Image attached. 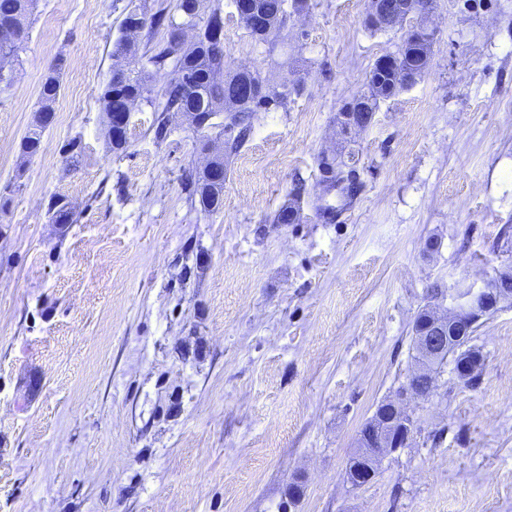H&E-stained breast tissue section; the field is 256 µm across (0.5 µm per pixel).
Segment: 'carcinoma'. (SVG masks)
Instances as JSON below:
<instances>
[{"instance_id":"carcinoma-1","label":"carcinoma","mask_w":512,"mask_h":512,"mask_svg":"<svg viewBox=\"0 0 512 512\" xmlns=\"http://www.w3.org/2000/svg\"><path fill=\"white\" fill-rule=\"evenodd\" d=\"M288 0H260L270 12L271 31H276L283 23L286 15L285 5ZM35 7V0H0V26L10 24L15 27L16 38H0V83H10L13 68L18 61L19 53L29 39L30 17ZM199 12H184V0H176L174 9L166 7L149 15L137 8L130 9L125 19L135 18L141 23V29L152 34L161 28L172 32L182 26L197 27ZM213 33L201 32L194 42H173L166 40L155 46L147 63L160 70L172 65V77L166 85L162 101L155 106L159 112L156 118V137L166 132L169 112H201L203 114L230 113V119L237 135L233 144H238L246 135L245 122L252 115L270 105H279L287 98V94L276 92L268 86L266 80L256 72H240L229 70L225 78L216 80L213 74L224 68V39H212ZM432 52V40L428 34L421 33L403 40L399 49L400 62L396 66L374 65L370 71L367 92L363 93L367 111L378 107L381 99L388 98L403 90L409 81L421 73L424 57ZM138 47L121 27V35L115 41L112 57L116 60V68L99 97L100 108L109 114L117 104L126 103L132 107L146 101L148 97L149 71L142 68L133 71L125 67L126 60L136 57ZM238 81L249 82L256 86L258 93L233 104L229 103L228 94L232 84ZM61 90L60 73L51 69L45 76L39 95L38 107L35 110L32 128L20 145V154L30 158L40 148L42 134V118L44 112L54 111V105ZM188 198L199 204L204 211H215L222 205L224 186L208 182L204 175L198 174L187 186ZM49 220L54 224H71L74 212L64 197L51 199L47 210ZM477 326L470 328L452 327L449 329L455 339L448 342L447 351L427 360L426 368L440 369L448 359L463 345H470ZM372 430V422L363 425L357 438L358 451L350 459L349 468L367 469L370 467L366 434Z\"/></svg>"}]
</instances>
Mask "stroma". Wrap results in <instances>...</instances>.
<instances>
[{"label":"stroma","mask_w":512,"mask_h":512,"mask_svg":"<svg viewBox=\"0 0 512 512\" xmlns=\"http://www.w3.org/2000/svg\"><path fill=\"white\" fill-rule=\"evenodd\" d=\"M174 4L37 0L0 93V512H512V299L474 334L476 383L445 364L409 447L344 477L416 368L419 309L512 270V0H437L430 69L352 143L336 115L402 30L368 31V0H308L261 42L233 0H203L227 68L289 94L225 152L210 213L182 184L202 164L185 119L154 136L168 70L123 151L98 102L127 10ZM55 64L53 121L21 159ZM326 153L356 159L355 196L325 193ZM54 196L74 223L49 222ZM374 420L375 417L373 416L367 423L363 425L359 434V438H357L358 451L354 454V457L350 459L349 471L348 468L346 471L347 478L353 479L354 482H356V479L354 473H352V468L358 471V469L366 470L368 467H370L368 448H370L371 446L369 444V440L366 439V434H369L370 431L372 430V423Z\"/></svg>","instance_id":"1"}]
</instances>
